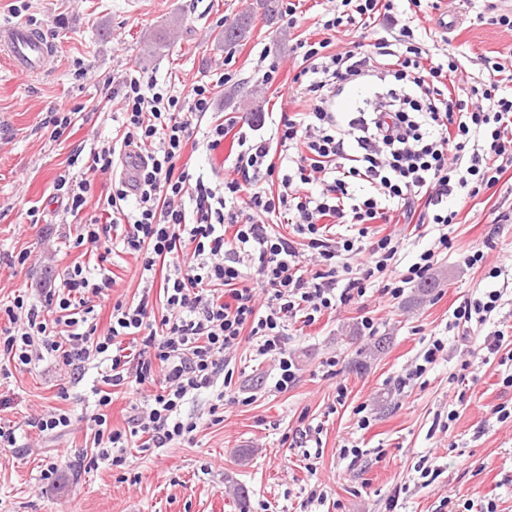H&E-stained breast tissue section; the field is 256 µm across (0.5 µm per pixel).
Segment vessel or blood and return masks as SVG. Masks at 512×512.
<instances>
[{"mask_svg": "<svg viewBox=\"0 0 512 512\" xmlns=\"http://www.w3.org/2000/svg\"><path fill=\"white\" fill-rule=\"evenodd\" d=\"M52 54V45L43 33L21 25L0 28V56L12 69L27 76L41 72Z\"/></svg>", "mask_w": 512, "mask_h": 512, "instance_id": "vessel-or-blood-1", "label": "vessel or blood"}]
</instances>
